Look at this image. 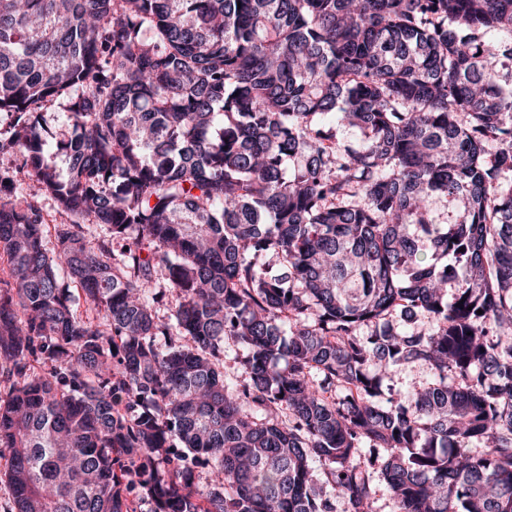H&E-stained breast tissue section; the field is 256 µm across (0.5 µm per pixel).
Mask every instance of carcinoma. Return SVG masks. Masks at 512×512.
<instances>
[{
    "mask_svg": "<svg viewBox=\"0 0 512 512\" xmlns=\"http://www.w3.org/2000/svg\"><path fill=\"white\" fill-rule=\"evenodd\" d=\"M0 154L14 512H512V0H0ZM0 167H10L18 171V191L36 200L41 208L45 224H67L69 222L67 217L58 211L53 200L38 191L36 183L28 175L27 168H23V161L20 156L0 155ZM423 376V369L418 366L395 367L389 375L388 383L392 385L395 393L401 397L408 396L413 384Z\"/></svg>",
    "mask_w": 512,
    "mask_h": 512,
    "instance_id": "obj_1",
    "label": "carcinoma"
}]
</instances>
